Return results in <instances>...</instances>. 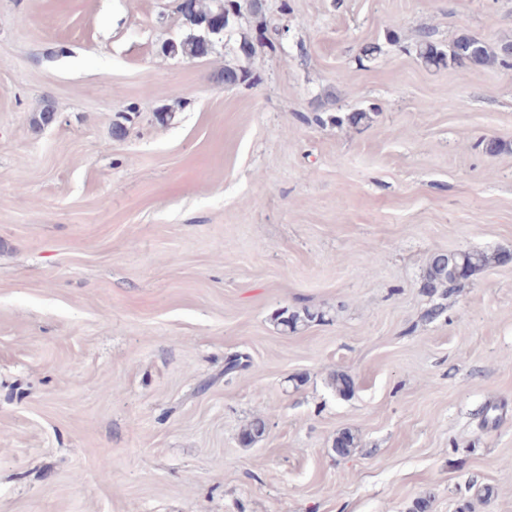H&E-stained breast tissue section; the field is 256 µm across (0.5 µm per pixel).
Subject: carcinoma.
Returning <instances> with one entry per match:
<instances>
[{
    "instance_id": "obj_1",
    "label": "carcinoma",
    "mask_w": 512,
    "mask_h": 512,
    "mask_svg": "<svg viewBox=\"0 0 512 512\" xmlns=\"http://www.w3.org/2000/svg\"><path fill=\"white\" fill-rule=\"evenodd\" d=\"M259 14L264 10L263 0H191L189 12L178 10L182 24L191 34L179 41L170 40L163 44V51L172 57L200 59L208 56L214 40L223 36L229 29L231 20L242 10ZM415 53L427 67H482L496 63L505 69H512V43L504 42L496 47L469 35H459L448 48H443L429 34L415 44ZM217 79L225 86L232 87L249 81L250 73L241 65H226ZM376 114L375 108L358 109L352 112H333L326 103L318 102L312 121L322 126L331 124L359 126L368 124ZM490 258L478 251L439 252L428 263L423 280V288L429 297L442 299L453 292V288L468 280L476 271L487 265ZM279 324L296 331L315 320L323 319V313L308 308L302 312H288L284 309L277 315ZM331 386L341 396H349L353 391V379L345 372H337L331 378ZM266 428L262 418L254 419L242 433V441L248 445L260 438ZM356 447L355 436L342 432L334 443V452L343 458Z\"/></svg>"
}]
</instances>
